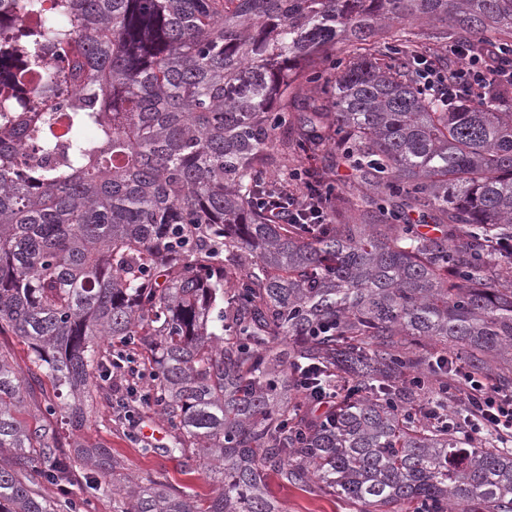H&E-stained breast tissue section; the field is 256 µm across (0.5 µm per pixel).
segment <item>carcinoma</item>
<instances>
[{
	"label": "carcinoma",
	"mask_w": 512,
	"mask_h": 512,
	"mask_svg": "<svg viewBox=\"0 0 512 512\" xmlns=\"http://www.w3.org/2000/svg\"><path fill=\"white\" fill-rule=\"evenodd\" d=\"M350 50L336 57V45ZM512 51V0H0V512H282L317 484L360 512H512V448L448 430V357L512 388V90L448 106L411 47ZM38 78L39 89L27 86ZM333 142L334 223L271 220L288 159ZM417 213L435 232L409 222ZM435 352L423 354L421 347ZM135 374L100 384L112 366ZM348 380L330 422L296 377ZM94 392L139 402L216 488L75 478Z\"/></svg>",
	"instance_id": "obj_1"
}]
</instances>
